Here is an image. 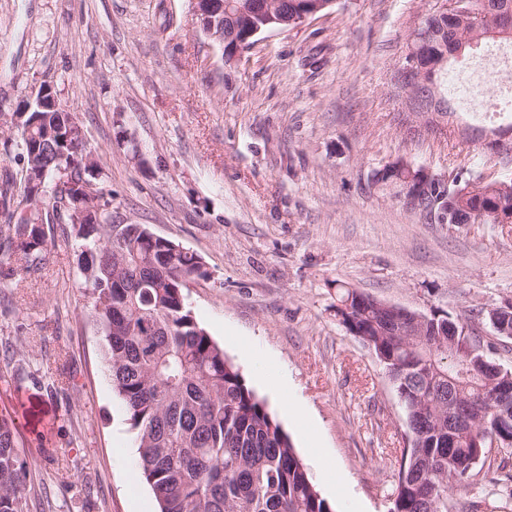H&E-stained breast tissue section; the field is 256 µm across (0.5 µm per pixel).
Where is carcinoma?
<instances>
[{
  "mask_svg": "<svg viewBox=\"0 0 512 512\" xmlns=\"http://www.w3.org/2000/svg\"><path fill=\"white\" fill-rule=\"evenodd\" d=\"M315 6V0H288L281 18L291 21ZM484 10L489 18L475 25L429 9L418 37L406 43L404 64L414 62L439 86L448 64L465 51L496 38L512 40V0H488ZM33 116L38 124L18 132L19 192L0 193L8 218L16 211L29 216L0 226V264L21 278L40 272L48 250L42 212L64 209L66 234L80 242L79 266L112 384L160 512H333L279 421L191 314L184 282L201 274V259L153 237L143 224L112 223V191L100 188L89 200L75 188L90 170L61 133L71 113ZM373 180L399 185L413 207L437 205L450 224L459 215L512 224V179L507 189L481 188V175L464 165L445 184L396 161ZM357 298V289H340L338 303L351 306L342 313L344 323L371 335L375 352L393 360L388 376L403 389L405 410H420L421 432L402 451L389 512H448V490L473 483L482 429L480 423L474 432L461 429L450 440L448 412L479 403L499 385L498 375L485 368L484 353H471L482 346L478 336L451 354L432 343L457 323L449 313H429L428 344L416 336L392 343L376 335ZM446 374L455 384L445 403L431 394L448 387ZM17 448L12 420L1 415L0 512H23L25 474Z\"/></svg>",
  "mask_w": 512,
  "mask_h": 512,
  "instance_id": "obj_1",
  "label": "carcinoma"
}]
</instances>
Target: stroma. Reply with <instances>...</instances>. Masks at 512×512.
I'll return each instance as SVG.
<instances>
[{"label": "stroma", "mask_w": 512, "mask_h": 512, "mask_svg": "<svg viewBox=\"0 0 512 512\" xmlns=\"http://www.w3.org/2000/svg\"><path fill=\"white\" fill-rule=\"evenodd\" d=\"M434 0H335L319 18L257 35L241 59L201 30L190 0H0V188L18 167L10 120L44 87L74 113L112 193V221L144 224L201 259L184 290L197 322L279 420L335 512H388L408 445L385 368L336 317V287L427 313L493 342L512 302V224H448L373 173L404 161L447 181L488 172L460 116L415 133L394 75ZM41 275L0 278V413L26 469L24 512H158L112 386L73 239L51 229ZM269 366L268 381L256 374ZM303 408L288 418L282 399ZM512 448H495L448 512L478 496L512 512Z\"/></svg>", "instance_id": "35a3bbf8"}]
</instances>
